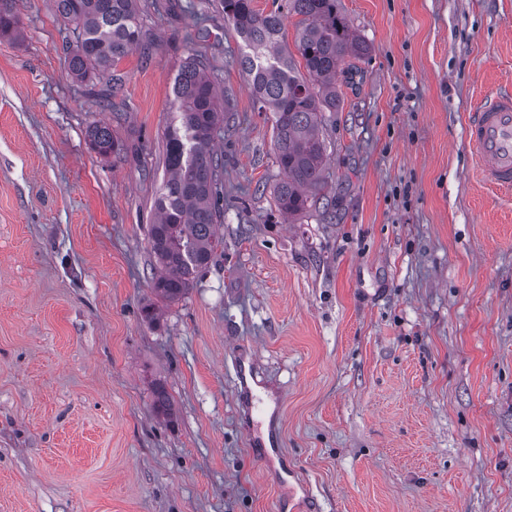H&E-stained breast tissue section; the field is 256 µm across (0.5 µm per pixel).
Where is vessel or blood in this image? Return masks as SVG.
I'll list each match as a JSON object with an SVG mask.
<instances>
[{
  "label": "vessel or blood",
  "mask_w": 512,
  "mask_h": 512,
  "mask_svg": "<svg viewBox=\"0 0 512 512\" xmlns=\"http://www.w3.org/2000/svg\"><path fill=\"white\" fill-rule=\"evenodd\" d=\"M466 133L483 182L498 188L512 187V95L498 94L473 112ZM234 371L239 408L250 420H264L267 411L256 392L254 361L235 355Z\"/></svg>",
  "instance_id": "b4317fda"
}]
</instances>
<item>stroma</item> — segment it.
I'll return each instance as SVG.
<instances>
[{
  "mask_svg": "<svg viewBox=\"0 0 512 512\" xmlns=\"http://www.w3.org/2000/svg\"><path fill=\"white\" fill-rule=\"evenodd\" d=\"M339 2L371 53L321 127L336 213L286 220L219 0H139L148 44L110 99L67 75L56 0H22L0 35V512H512V188L481 183L466 140L512 91V0ZM190 55L233 103L224 251L166 303L148 229ZM95 124L119 154L90 148ZM239 350L279 411L271 464ZM234 371L239 408L244 411L251 422L262 423L267 411L263 400L258 396L255 389L260 383L257 380V368L254 361L238 351L234 356ZM268 444L260 436L252 438V447L260 448V455L267 463H273L274 456L280 453L279 448V427L274 413L270 417Z\"/></svg>",
  "mask_w": 512,
  "mask_h": 512,
  "instance_id": "stroma-1",
  "label": "stroma"
}]
</instances>
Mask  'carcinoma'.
Here are the masks:
<instances>
[{"label": "carcinoma", "mask_w": 512, "mask_h": 512, "mask_svg": "<svg viewBox=\"0 0 512 512\" xmlns=\"http://www.w3.org/2000/svg\"><path fill=\"white\" fill-rule=\"evenodd\" d=\"M224 17L244 44L240 66L254 102L272 113L273 146L282 175L276 187L278 210L300 215L322 189L326 147L320 137L323 113L338 106L336 82L347 73V59L369 56L340 12L339 0H285L287 12L300 17L296 48L306 74L280 43L282 12L258 13L252 0H222ZM19 0H0V33H18ZM60 15L73 27L75 44L66 47L67 74L95 79L108 92L122 85L117 64L142 42L136 0H57ZM175 124L164 134L166 180L149 225V244L161 268L153 283L168 302L183 297L212 261L223 240L218 185L221 162L211 148L212 135L232 110L220 98L203 62L190 55L180 65L172 88ZM90 147L103 157L120 151L111 130L89 128Z\"/></svg>", "instance_id": "obj_1"}]
</instances>
